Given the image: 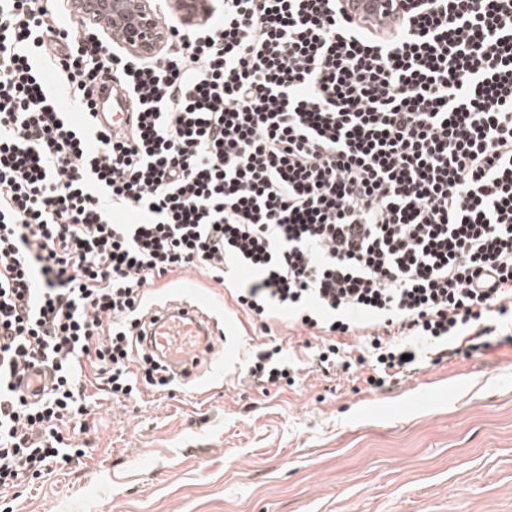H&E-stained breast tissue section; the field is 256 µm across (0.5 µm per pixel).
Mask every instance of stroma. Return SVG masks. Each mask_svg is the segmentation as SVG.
<instances>
[{
    "instance_id": "35a3bbf8",
    "label": "stroma",
    "mask_w": 512,
    "mask_h": 512,
    "mask_svg": "<svg viewBox=\"0 0 512 512\" xmlns=\"http://www.w3.org/2000/svg\"><path fill=\"white\" fill-rule=\"evenodd\" d=\"M226 321L220 377L138 399L100 400L81 464L0 490V512H512V348L426 365L372 391L302 369L259 388L242 366L279 342L306 360L309 331L263 332L202 272L158 279L151 303L185 278Z\"/></svg>"
}]
</instances>
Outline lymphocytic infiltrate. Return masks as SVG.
<instances>
[{"label": "lymphocytic infiltrate", "instance_id": "obj_1", "mask_svg": "<svg viewBox=\"0 0 512 512\" xmlns=\"http://www.w3.org/2000/svg\"><path fill=\"white\" fill-rule=\"evenodd\" d=\"M396 9L381 31L346 0L167 6L142 55L58 0H0L1 489L80 462L97 395L171 385L132 334L170 274L290 317L310 367L373 390L421 348L512 346V0ZM107 82L130 127L75 123ZM297 370L278 344L243 366L262 388ZM174 8L180 13L183 20L193 24L202 22L210 11L208 0H174Z\"/></svg>", "mask_w": 512, "mask_h": 512}]
</instances>
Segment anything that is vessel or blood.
Instances as JSON below:
<instances>
[{
	"label": "vessel or blood",
	"instance_id": "b4317fda",
	"mask_svg": "<svg viewBox=\"0 0 512 512\" xmlns=\"http://www.w3.org/2000/svg\"><path fill=\"white\" fill-rule=\"evenodd\" d=\"M359 13L375 23H386L392 13L386 0H353ZM131 114L126 99L102 86L98 94L97 124L122 127ZM225 330L201 295L180 296L153 306L137 330L143 351L154 354L168 374L183 383L194 381L223 345Z\"/></svg>",
	"mask_w": 512,
	"mask_h": 512
}]
</instances>
